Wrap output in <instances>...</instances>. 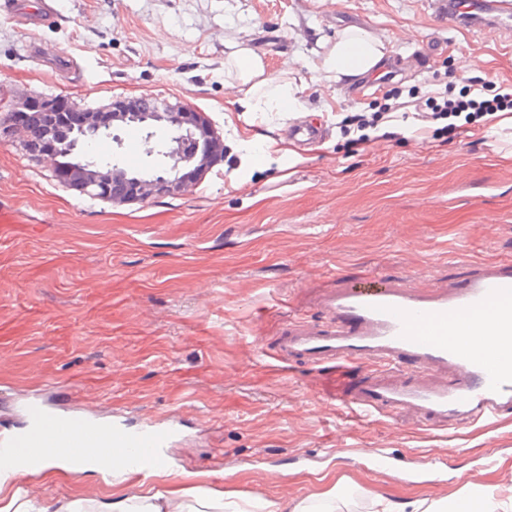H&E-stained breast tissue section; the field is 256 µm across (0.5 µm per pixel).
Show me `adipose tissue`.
<instances>
[{
  "mask_svg": "<svg viewBox=\"0 0 512 512\" xmlns=\"http://www.w3.org/2000/svg\"><path fill=\"white\" fill-rule=\"evenodd\" d=\"M384 51L380 43L358 36L340 37L323 61L326 72L337 78L353 80L368 74L383 60ZM236 83L249 85L254 93L252 101L243 105L247 112H281L292 104L294 98L287 85L273 84L265 74L262 59L249 50L240 49L234 54ZM38 471L47 476L62 472H79L100 476L106 483L113 484L134 477L136 471L129 464L114 459L111 448L92 458H82L73 462L59 459L56 449L49 448L37 463ZM18 472L13 461H0V490L10 489L11 494L5 503L0 504V512H207L206 500L197 505H186L185 499L194 490L183 487L177 490H147L145 493L126 497H105L91 502L59 498L47 501L15 489V476ZM376 512H512V496H502L495 488L464 485L458 497L449 503L424 505L414 500L398 504L385 497H377Z\"/></svg>",
  "mask_w": 512,
  "mask_h": 512,
  "instance_id": "obj_1",
  "label": "adipose tissue"
}]
</instances>
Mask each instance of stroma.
<instances>
[{
  "label": "stroma",
  "mask_w": 512,
  "mask_h": 512,
  "mask_svg": "<svg viewBox=\"0 0 512 512\" xmlns=\"http://www.w3.org/2000/svg\"><path fill=\"white\" fill-rule=\"evenodd\" d=\"M36 3L22 0L27 24L0 14V114L29 96L92 108L178 100L219 132L224 161L182 194L115 205L0 137V432L18 430L21 399L38 392L132 428L173 409L183 418L166 449L173 468L147 483L38 471L21 487L47 500L147 485L269 501L332 491L341 512H370L378 495L431 503L467 483L512 488V414L445 429L410 412L356 420L318 398L333 366L287 368L268 351L290 320L324 327L318 297L341 283L446 286L512 259V112L461 113L451 134L415 110L458 98L473 78L512 86V49L445 27L424 0H55L48 20ZM351 27L397 72L357 98L321 67ZM242 48L321 125L312 147L289 139L292 113L246 112L227 92ZM393 97L405 111L376 119ZM354 115L377 124L345 131ZM114 133L99 147L105 161L146 175L165 166L130 154L127 127ZM249 141L265 150L260 163L243 160ZM356 448L389 449L412 469L450 454L443 481L409 485ZM488 454L494 465H479Z\"/></svg>",
  "instance_id": "35a3bbf8"
}]
</instances>
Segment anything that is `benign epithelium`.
I'll return each mask as SVG.
<instances>
[{
  "label": "benign epithelium",
  "instance_id": "obj_1",
  "mask_svg": "<svg viewBox=\"0 0 512 512\" xmlns=\"http://www.w3.org/2000/svg\"><path fill=\"white\" fill-rule=\"evenodd\" d=\"M143 97L98 108H81L65 97L29 98L14 103L0 122L5 136L21 134L27 153L46 159L54 175L80 194L117 205L144 202L155 195H178L224 161V144L203 113L181 103L155 99L149 109ZM119 125L160 128L171 144L187 154L149 178L86 158L95 135Z\"/></svg>",
  "mask_w": 512,
  "mask_h": 512
}]
</instances>
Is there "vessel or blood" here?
I'll return each instance as SVG.
<instances>
[{"label":"vessel or blood","instance_id":"b4317fda","mask_svg":"<svg viewBox=\"0 0 512 512\" xmlns=\"http://www.w3.org/2000/svg\"><path fill=\"white\" fill-rule=\"evenodd\" d=\"M449 27L491 30L512 46V0H426ZM331 322L316 328L288 322L273 347L281 363L410 364V376L371 375L335 379L325 402L350 412L409 411L437 426L475 423L512 412V261L483 266L464 284L406 288L367 278L344 283L319 298ZM26 424L0 434L1 448L29 456L47 446L80 457L112 438V453L134 458L153 470L165 463L164 450L178 431V412L132 430L117 421H96L57 411L44 400L23 402ZM370 461L382 472L411 479L392 454L373 450Z\"/></svg>","mask_w":512,"mask_h":512}]
</instances>
